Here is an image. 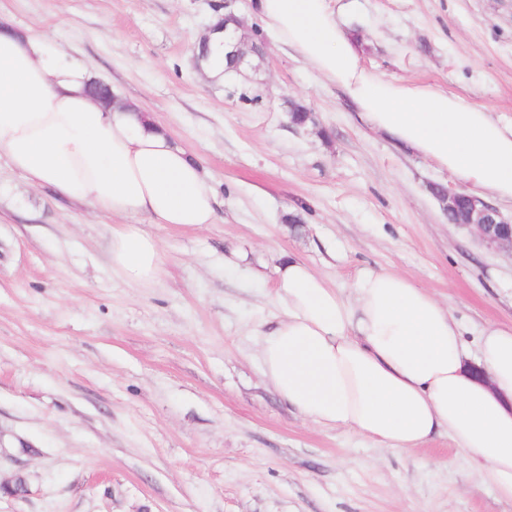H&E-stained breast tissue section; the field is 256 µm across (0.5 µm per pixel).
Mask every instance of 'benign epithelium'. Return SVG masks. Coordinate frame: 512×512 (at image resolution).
<instances>
[{"label":"benign epithelium","mask_w":512,"mask_h":512,"mask_svg":"<svg viewBox=\"0 0 512 512\" xmlns=\"http://www.w3.org/2000/svg\"><path fill=\"white\" fill-rule=\"evenodd\" d=\"M224 31L225 58L229 69L242 75L250 66L249 47L246 36L241 34V23L229 11L224 14V22L211 26L208 32ZM435 198L448 221L459 220V224L474 229L479 239L490 247L512 250V222L503 217L499 209L473 195H463L440 184L435 185Z\"/></svg>","instance_id":"obj_1"}]
</instances>
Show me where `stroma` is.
Listing matches in <instances>:
<instances>
[{
	"label": "stroma",
	"mask_w": 512,
	"mask_h": 512,
	"mask_svg": "<svg viewBox=\"0 0 512 512\" xmlns=\"http://www.w3.org/2000/svg\"><path fill=\"white\" fill-rule=\"evenodd\" d=\"M234 0L249 77L217 81L194 46L224 0H0L199 158L221 202L200 227L143 224L159 281L113 271V218L0 160V512H512L446 436L405 452L313 425L279 398L257 332L279 256L337 288L388 268L476 328L512 321V252L449 223L431 184L464 185L368 126L346 92ZM384 79L512 120V0H334ZM313 123L293 126L291 103ZM294 214L298 223H287ZM265 263L229 269L230 248Z\"/></svg>",
	"instance_id": "35a3bbf8"
}]
</instances>
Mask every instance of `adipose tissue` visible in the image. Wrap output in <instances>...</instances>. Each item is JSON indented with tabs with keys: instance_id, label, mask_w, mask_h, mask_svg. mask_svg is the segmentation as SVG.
Listing matches in <instances>:
<instances>
[{
	"instance_id": "ef3b65f1",
	"label": "adipose tissue",
	"mask_w": 512,
	"mask_h": 512,
	"mask_svg": "<svg viewBox=\"0 0 512 512\" xmlns=\"http://www.w3.org/2000/svg\"><path fill=\"white\" fill-rule=\"evenodd\" d=\"M251 8L278 43L342 87L371 127L512 203V122L379 76L330 0H251ZM90 81L54 40L0 19V156L33 186L101 216L215 223L218 196L200 163L134 107L93 98ZM111 262L136 285L162 274L157 243L136 224L113 229ZM271 300L283 315L260 336L261 369L308 422L399 452L445 433L512 503V325L479 330L471 356L448 306L385 268L360 271L346 293L291 259L276 268Z\"/></svg>"
}]
</instances>
